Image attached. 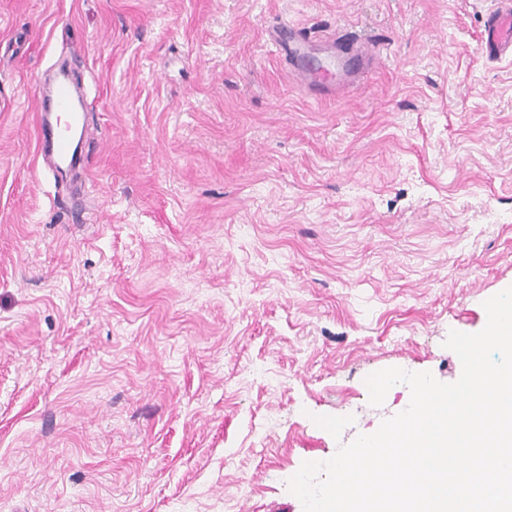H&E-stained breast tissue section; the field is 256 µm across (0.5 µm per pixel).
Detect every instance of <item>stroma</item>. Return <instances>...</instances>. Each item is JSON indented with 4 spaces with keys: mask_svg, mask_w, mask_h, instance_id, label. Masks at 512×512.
Here are the masks:
<instances>
[{
    "mask_svg": "<svg viewBox=\"0 0 512 512\" xmlns=\"http://www.w3.org/2000/svg\"><path fill=\"white\" fill-rule=\"evenodd\" d=\"M495 0H0V512H303L302 462L390 367L456 381L450 330L512 286V56ZM356 32L358 86L315 98ZM73 63L86 186L37 148ZM317 415L351 417L340 438ZM500 5L489 16L482 40V50L487 57L512 54V2L499 0ZM284 31H286V29L277 28L270 35V45L272 47V51L278 55L282 54L292 64H297V55L300 49L301 41L305 42L307 38L300 32L298 35H295L291 32V30H288V40H285L283 37Z\"/></svg>",
    "mask_w": 512,
    "mask_h": 512,
    "instance_id": "obj_1",
    "label": "stroma"
}]
</instances>
